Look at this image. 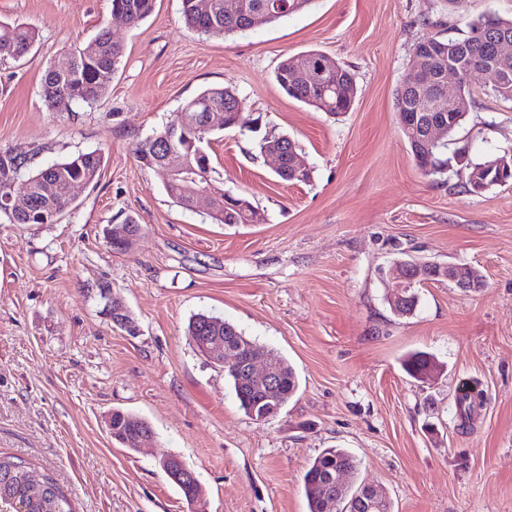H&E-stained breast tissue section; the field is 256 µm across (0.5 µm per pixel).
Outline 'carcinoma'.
<instances>
[{
	"label": "carcinoma",
	"instance_id": "1",
	"mask_svg": "<svg viewBox=\"0 0 512 512\" xmlns=\"http://www.w3.org/2000/svg\"><path fill=\"white\" fill-rule=\"evenodd\" d=\"M310 0H241V11L235 16L224 14V0H182V16L185 25L195 31L223 35L238 30L251 29L272 23L289 14L304 9ZM112 10L121 11L129 23L136 25L149 17L155 7V0H111ZM507 34L512 37V18H503L494 11L484 12L473 17L468 23V31L459 37H431L413 45V50L422 53L430 67L436 72L453 66L461 76V97L457 102L443 99L438 112L448 123V134H453L464 121L471 106L472 98L468 79L483 68L486 40L490 34ZM38 33L23 24L0 22V57L21 59L28 55ZM74 68L68 72L51 64L45 70L43 98L52 112H71L73 108L89 105L102 98L111 88L123 57V47L112 39L105 28L82 47L70 52ZM275 79L280 88L291 98L314 107L328 115L336 116L347 112L354 104L357 85L350 70L341 68V73L326 77L328 85L305 82L296 76V71L282 60L275 71ZM485 90L503 100L512 101V58L501 65L500 75L485 86ZM224 114V124L232 128L244 126L242 102L237 92L229 87L211 88L187 100L181 109L179 124L183 125V138L177 144L173 156L178 166L197 178V182L181 177L164 184L167 195L186 210L193 209V191L196 184L210 182V158L207 152L198 147L208 141L211 131L206 129L205 117L209 111ZM149 139L134 145L133 154L141 166L153 169L169 159V154L161 149L148 147ZM275 147L285 156L298 152V146L289 136L281 134L265 137L260 142V150ZM448 143L441 142L426 157L413 156L417 167L426 176L445 173L450 159L445 157ZM28 158L22 152L6 150L0 152V200L11 194L23 197L20 207L11 211L0 208L12 224H54L71 206L69 186L75 181L93 182L103 167V156L98 151L81 152L66 160L50 164L26 177L22 191H15L16 183L23 177ZM485 163L467 162L465 169L466 186L470 191L486 190L499 184L501 179L512 181V174L499 177L498 170H484ZM250 202L240 197L234 198L233 205L224 204V197L215 199L210 218L216 224H242L243 206ZM111 288L107 282L98 285L100 303H112V319L123 321L128 315L118 312V302L122 298L114 293L112 298L103 294V289ZM186 335L192 340L200 336H222L224 342L248 348L255 345L238 327L222 318L198 313L191 317ZM274 366L277 375L278 393L275 399L279 406H285L298 389L293 367L280 355H275ZM433 365L430 355L414 352L402 362L404 371L414 379L427 374ZM230 379L240 408L249 417L257 416L270 403L267 389L249 381L243 371L224 369ZM473 386L464 384L455 396L456 412L460 421L467 424L477 409L483 406L484 394L481 391L470 394ZM152 426L144 418L130 412H112V438L122 435L144 434ZM341 465L355 471V458L343 448H327L317 456L306 470L303 482L308 500L309 512H326L321 484L327 472ZM342 502L341 512H392L391 502L385 496L375 497L364 493V485L355 488L343 487L333 490ZM11 502L18 512H72L70 500L64 490L51 476L40 473L12 456L0 455V503Z\"/></svg>",
	"mask_w": 512,
	"mask_h": 512
}]
</instances>
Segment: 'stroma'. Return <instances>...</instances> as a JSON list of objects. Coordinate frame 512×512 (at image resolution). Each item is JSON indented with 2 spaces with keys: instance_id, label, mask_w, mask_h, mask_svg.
Segmentation results:
<instances>
[{
  "instance_id": "35a3bbf8",
  "label": "stroma",
  "mask_w": 512,
  "mask_h": 512,
  "mask_svg": "<svg viewBox=\"0 0 512 512\" xmlns=\"http://www.w3.org/2000/svg\"><path fill=\"white\" fill-rule=\"evenodd\" d=\"M512 0H310L303 10L226 35L188 29L181 0H156L131 26L111 0H0V21L33 26L30 54L0 57V151L31 152L37 170L80 152L104 156L54 224L0 216V453L56 478L74 512H189L157 462L196 474L205 512H308L303 475L328 448L359 462L350 486L376 485L393 512H512V183L465 191V170L424 176L401 133L395 93L414 44L463 36ZM109 28L124 54L108 93L60 116L42 98L47 64ZM311 51L354 74L358 94L337 117L285 94L274 71ZM453 135L472 161L512 147V101L485 93ZM235 88L252 129L210 137L213 185L247 198L258 224H216L206 202L173 203L161 172L141 167L136 141L177 122L183 103ZM294 139L310 182L274 174L258 143ZM132 217L133 247L111 250L107 225ZM398 259L466 264L483 288L420 285L397 315L382 270ZM138 331L101 313L100 282ZM207 313L236 325L296 372V395L266 421L239 408L222 367L185 334ZM433 356L421 382L401 359ZM486 394L470 427L455 395ZM123 409L155 432L133 451L106 421Z\"/></svg>"
}]
</instances>
